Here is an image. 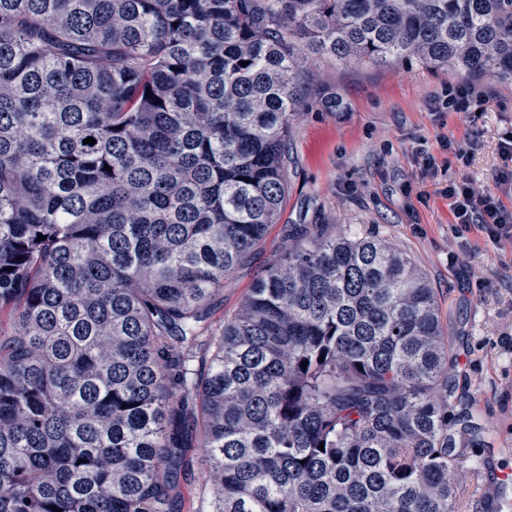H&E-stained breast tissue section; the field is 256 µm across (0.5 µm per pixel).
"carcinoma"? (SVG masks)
Instances as JSON below:
<instances>
[{"label": "carcinoma", "instance_id": "cac0c4a2", "mask_svg": "<svg viewBox=\"0 0 512 512\" xmlns=\"http://www.w3.org/2000/svg\"><path fill=\"white\" fill-rule=\"evenodd\" d=\"M316 56L512 80V0H0V512H179L193 438L205 512H458L479 427L388 241L299 228L200 332Z\"/></svg>", "mask_w": 512, "mask_h": 512}]
</instances>
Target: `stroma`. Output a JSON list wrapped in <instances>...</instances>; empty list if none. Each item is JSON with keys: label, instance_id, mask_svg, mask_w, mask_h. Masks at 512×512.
Listing matches in <instances>:
<instances>
[{"label": "stroma", "instance_id": "obj_1", "mask_svg": "<svg viewBox=\"0 0 512 512\" xmlns=\"http://www.w3.org/2000/svg\"><path fill=\"white\" fill-rule=\"evenodd\" d=\"M311 107L290 126L288 192L276 224L236 269L204 322L221 324L247 295L262 268L288 247L296 224L332 232L374 233L405 253L435 289L448 331L455 394L483 430L458 447L466 457L452 479L461 512H495L512 499V243L479 230L458 234L449 180L467 177L512 208L508 164L499 144L512 131V83L478 79L490 99L476 112H448V89L460 77L417 62L308 63ZM477 147L456 155L467 139ZM202 449L184 459L191 477L179 487L181 512H201Z\"/></svg>", "mask_w": 512, "mask_h": 512}]
</instances>
